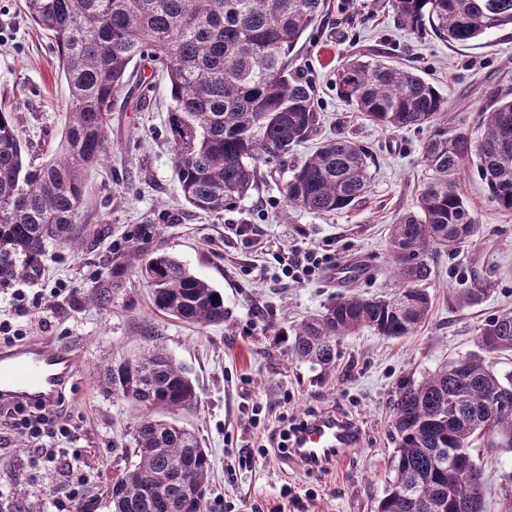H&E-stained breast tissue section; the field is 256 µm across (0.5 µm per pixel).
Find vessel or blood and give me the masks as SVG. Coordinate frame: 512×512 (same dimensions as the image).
Segmentation results:
<instances>
[{
	"label": "vessel or blood",
	"instance_id": "1",
	"mask_svg": "<svg viewBox=\"0 0 512 512\" xmlns=\"http://www.w3.org/2000/svg\"><path fill=\"white\" fill-rule=\"evenodd\" d=\"M73 362L69 349L41 341L0 351V401L34 404L54 400L67 384ZM353 440L343 418L329 414L298 432L289 454L301 465L332 462L352 447Z\"/></svg>",
	"mask_w": 512,
	"mask_h": 512
}]
</instances>
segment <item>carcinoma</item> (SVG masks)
<instances>
[{
  "label": "carcinoma",
  "mask_w": 512,
  "mask_h": 512,
  "mask_svg": "<svg viewBox=\"0 0 512 512\" xmlns=\"http://www.w3.org/2000/svg\"><path fill=\"white\" fill-rule=\"evenodd\" d=\"M399 23L430 30L461 47L512 28V0H390ZM324 0H24V11L50 36L68 89L64 138L40 165L12 112L0 109V278L13 275L5 258L39 256L50 243H76L84 173L112 149L108 112L148 62L165 75L167 130L181 195L203 212L241 200L259 180L257 162L278 157L312 137L319 125L315 89L289 66ZM340 95L376 124L427 127L421 162L427 174L416 210L392 225L397 287L390 296L340 297L294 333L291 355L323 369L336 363L340 339L363 327L387 338L407 336L428 317L430 275L423 253L454 254L474 240L478 216L462 188L475 164L490 199L512 212V98L494 94L478 110L476 132L448 119V98L415 71L374 55L352 58L337 72ZM371 153L346 137L318 144L285 183L288 211L339 214L370 191ZM155 308L201 327L224 322L223 294L167 253L141 268ZM476 280L456 293L461 307L490 294ZM481 350L512 351V311L489 319ZM131 372L115 360L104 390L141 410L131 440L136 460L107 495L110 512H156L164 497L177 512H206L175 481L191 461L200 489L212 463L196 435L158 410L192 409L198 395L185 369L159 339L136 352ZM499 406H488L491 396ZM397 448L393 479L377 512H485L484 482L456 500L448 466L484 430L512 448V373L500 374L474 354L455 358L419 382L400 384L394 402Z\"/></svg>",
  "instance_id": "1"
}]
</instances>
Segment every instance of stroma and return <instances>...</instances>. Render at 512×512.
Wrapping results in <instances>:
<instances>
[{
    "instance_id": "1",
    "label": "stroma",
    "mask_w": 512,
    "mask_h": 512,
    "mask_svg": "<svg viewBox=\"0 0 512 512\" xmlns=\"http://www.w3.org/2000/svg\"><path fill=\"white\" fill-rule=\"evenodd\" d=\"M22 0H0V101L11 107L35 162L56 150L66 119V84L48 35L24 15ZM294 65L316 90L319 137L344 136L365 146L374 162L367 197L335 215L293 212L283 183L311 149L263 162V181L236 205L206 214L186 204L175 179L166 112L167 84L154 77L143 108L117 101L110 114L112 156L85 175L79 245H49L35 259L14 257L15 275L0 280V316L32 325V340L71 346L75 364L65 389L76 447L94 472L84 497L108 512L105 495L133 461L130 433L139 414L102 388L105 359L160 337L198 388V404L178 414L208 451L213 471L207 512H376L393 477L396 438L392 408L399 385L418 381L449 359L478 353L477 337L493 316L512 309V213L492 202L475 171L462 180L480 233L453 256L428 258L432 308L412 334L390 339L362 328L341 340L329 373L293 361L298 323L320 314L331 298L379 297L397 286L389 229L414 207L427 130L372 123L348 105L336 73L351 55L408 65L449 98L450 118L473 125L489 88L512 90V29L468 47L430 32L397 26L389 0H327ZM256 225L271 254L258 259L233 227ZM135 249L116 253L113 241ZM332 246L337 266L306 283L279 279L273 255L282 249ZM166 252L224 295L223 323L199 327L155 309L140 276L144 259ZM495 290L459 307L454 289L477 278ZM42 295L39 309L16 294ZM352 416L358 440L327 470L309 472L285 453L263 456L269 431L289 428L314 412ZM485 480L486 512H512V449L477 441L470 450ZM34 463L22 438L0 444V482L11 484L21 512H46L55 481L32 480Z\"/></svg>"
}]
</instances>
